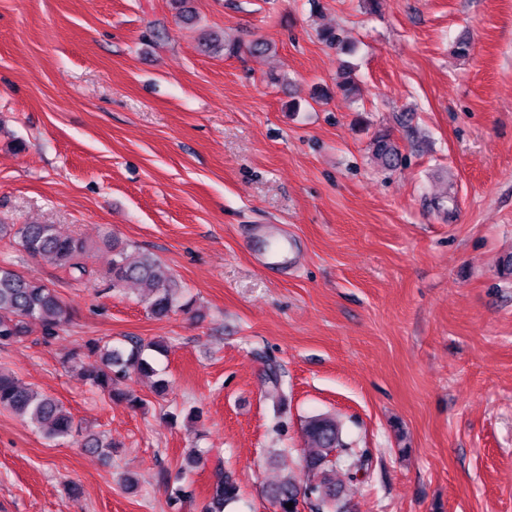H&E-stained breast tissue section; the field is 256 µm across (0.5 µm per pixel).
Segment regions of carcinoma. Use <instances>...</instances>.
Segmentation results:
<instances>
[{
	"label": "carcinoma",
	"mask_w": 512,
	"mask_h": 512,
	"mask_svg": "<svg viewBox=\"0 0 512 512\" xmlns=\"http://www.w3.org/2000/svg\"><path fill=\"white\" fill-rule=\"evenodd\" d=\"M205 51L224 48L228 55L245 49L252 54H262L270 49L268 43L255 41L244 47L240 44H221L218 40L203 39ZM376 158L389 164L395 158V149L381 137L373 146ZM18 245L26 254L44 259L63 270L72 280L82 281L92 275L87 265L88 245L76 236L65 234L55 224H23L15 231ZM112 259L107 277L112 290L127 284L139 285L146 294L148 307L156 318H164L180 308V286L174 275L151 253L141 252L133 259L128 255V245L107 239ZM71 320V307L61 299L55 289L38 278L24 276L17 271L0 267V345H9L27 333L28 325L39 323L48 335ZM166 352L163 342L141 339L129 344L101 342L88 339L67 353L73 360L81 355L94 356L98 363L85 370L90 384L109 398L123 400L133 407L141 399L131 390L122 387V381L134 373L143 376L157 375L155 355ZM264 382L265 398L272 402L277 426H282L288 410V392L280 366L268 364ZM0 408L7 409L37 427L46 438L66 441L77 431L72 414L56 398L19 382L15 376L0 369ZM304 433L310 449L303 456V469L319 475V481L301 486L293 475H287L268 488L276 512H300L306 506L309 512H347L340 499L342 484L336 473L347 465L348 479L358 480L367 475V453L357 452L342 440L341 429L335 418L316 415L306 422ZM81 447L91 453H102L112 447L101 435H85ZM240 497V487L234 473L216 467L211 484L209 502L202 512H218L224 504ZM293 503L292 508L285 507Z\"/></svg>",
	"instance_id": "cac0c4a2"
}]
</instances>
